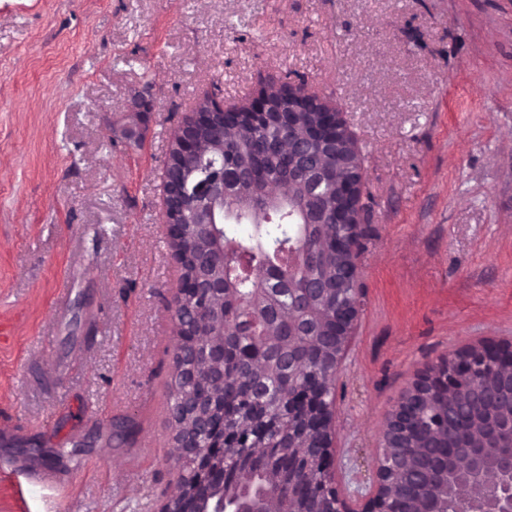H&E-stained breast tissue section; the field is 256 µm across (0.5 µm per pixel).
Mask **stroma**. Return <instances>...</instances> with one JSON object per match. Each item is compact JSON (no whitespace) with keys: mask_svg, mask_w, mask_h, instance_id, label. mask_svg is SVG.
Wrapping results in <instances>:
<instances>
[{"mask_svg":"<svg viewBox=\"0 0 512 512\" xmlns=\"http://www.w3.org/2000/svg\"><path fill=\"white\" fill-rule=\"evenodd\" d=\"M286 75L341 113L363 174L348 475L420 373L512 342V0H0V512L176 493L171 136L201 96Z\"/></svg>","mask_w":512,"mask_h":512,"instance_id":"1","label":"stroma"}]
</instances>
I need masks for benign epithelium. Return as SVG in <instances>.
I'll return each mask as SVG.
<instances>
[{"label":"benign epithelium","mask_w":512,"mask_h":512,"mask_svg":"<svg viewBox=\"0 0 512 512\" xmlns=\"http://www.w3.org/2000/svg\"><path fill=\"white\" fill-rule=\"evenodd\" d=\"M288 110H276L265 94L241 107H224L207 96L172 136L166 160L163 222L181 275L176 289V392L172 408L177 425L175 447L187 464L181 488L163 512H267L271 496L288 492L282 512L304 495L315 498L311 512H400L398 478L412 477L418 512H512V344L467 346L418 378L387 413L381 453L374 468L350 496L345 475L332 450L335 409L333 381L345 358L358 320L360 238L359 201L362 173L353 162L344 177L318 170L319 148L356 151L340 113L301 85H276ZM316 119L288 141V177L320 172L336 181L333 210L302 209L309 223L317 215L336 225V236L319 245L309 242L291 256L318 268L327 253L336 254V287L318 279L295 285L298 304L333 295L335 311L317 336H302L267 312L288 355L283 383L284 411L294 424L276 449L250 441L265 430L264 387L249 360L237 352V337L226 336L210 310L224 297V226L215 220L216 205L240 185L274 197L251 170L223 163L228 175L217 174L194 189L176 176V169L196 158L199 131L226 125L265 127L277 122L296 127L304 114ZM231 366L237 387L224 390V365ZM247 405L252 433L224 426V415Z\"/></svg>","instance_id":"1"}]
</instances>
